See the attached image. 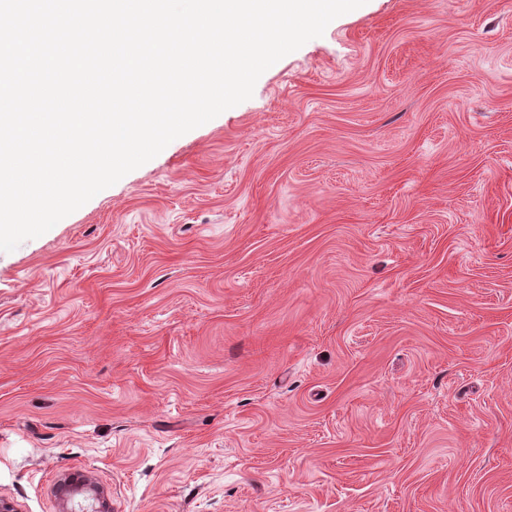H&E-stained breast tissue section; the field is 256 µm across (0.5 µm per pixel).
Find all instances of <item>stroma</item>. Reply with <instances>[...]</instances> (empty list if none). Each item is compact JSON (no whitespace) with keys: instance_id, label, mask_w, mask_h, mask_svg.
I'll use <instances>...</instances> for the list:
<instances>
[{"instance_id":"stroma-1","label":"stroma","mask_w":512,"mask_h":512,"mask_svg":"<svg viewBox=\"0 0 512 512\" xmlns=\"http://www.w3.org/2000/svg\"><path fill=\"white\" fill-rule=\"evenodd\" d=\"M512 512V0H367L0 252V497ZM89 493L87 499L92 500L91 510H73V498L79 493ZM55 493L61 502L64 512L69 511H91V512H112V506L109 498L105 495L103 489L97 485L90 476L77 473L69 474L60 479L55 487Z\"/></svg>"}]
</instances>
